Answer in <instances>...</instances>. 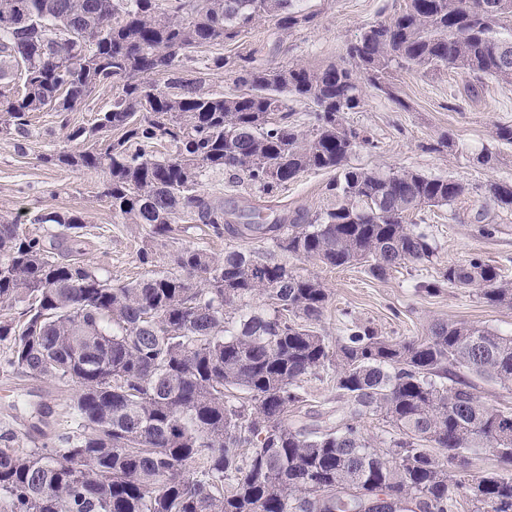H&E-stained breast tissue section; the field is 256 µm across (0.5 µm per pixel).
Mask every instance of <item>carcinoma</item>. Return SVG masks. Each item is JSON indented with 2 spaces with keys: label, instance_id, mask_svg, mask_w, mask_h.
<instances>
[{
  "label": "carcinoma",
  "instance_id": "1",
  "mask_svg": "<svg viewBox=\"0 0 512 512\" xmlns=\"http://www.w3.org/2000/svg\"><path fill=\"white\" fill-rule=\"evenodd\" d=\"M264 15L288 30L314 20L297 0H0V134L28 133L29 115L62 85L72 112L89 89L119 84L92 128L69 131L75 147L40 160L102 173L112 213L151 240L203 224L216 238L266 241L377 278L432 261L433 240L408 216L469 186L351 165L369 139L345 115L370 90L393 95L395 67L512 84V0H405L326 67L212 56L207 65L233 77L229 95L182 76L193 53ZM290 97L313 106L309 129ZM162 143L172 152L159 154ZM311 170L337 174L336 202L312 216L261 219L201 190L229 171L270 195ZM487 193L512 209L511 183ZM30 223L57 233L48 240L0 216V310L20 308L0 317L4 366L73 386L79 432L64 448H0V512H452L461 496L472 512H512V411L482 404L455 372L512 385V336L437 322L405 340L353 322L332 342L315 328L327 288L283 262L181 247L167 255L173 270L114 286L60 251L83 228L78 212L38 211ZM449 284L512 305V286L478 258L421 289ZM258 297L268 309L252 307ZM330 371L347 401L336 425H288L305 379ZM366 415L392 427L380 446L358 428ZM474 448L492 450L500 470L469 473Z\"/></svg>",
  "mask_w": 512,
  "mask_h": 512
}]
</instances>
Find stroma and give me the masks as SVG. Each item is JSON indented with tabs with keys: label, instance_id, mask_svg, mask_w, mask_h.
I'll return each mask as SVG.
<instances>
[{
	"label": "stroma",
	"instance_id": "35a3bbf8",
	"mask_svg": "<svg viewBox=\"0 0 512 512\" xmlns=\"http://www.w3.org/2000/svg\"><path fill=\"white\" fill-rule=\"evenodd\" d=\"M404 3L300 0V8L314 14L313 23L288 30L275 18L266 17L237 41L225 44L222 52L270 67L336 64L364 27L390 20ZM392 81L396 99L371 92L360 110L347 115L348 123L370 139L351 155V165L385 172L409 169L450 178L469 185L470 193L454 205L424 213L423 225L436 245L435 256L426 265L408 263L377 279L357 265L329 268L289 259V267L318 277L330 292L317 329L333 340L356 321L379 335L413 340L441 321L512 335V306L485 303L474 288L452 286L430 296L418 287L420 281L438 278L448 266L475 257L497 268L503 280L512 283V210L495 206L486 192L490 183L512 182V144L495 137L496 126L512 125V85L490 76L478 79L459 69L428 73L399 69ZM117 94L114 87L96 93L67 114L33 113L28 134L0 135V214L18 218L24 231L48 236L53 226L29 224L31 213L40 209L80 211L85 228L82 236L70 243L69 254L116 285L147 274L142 249L152 250L159 262L169 252V245L148 242L143 227L121 223L113 215L108 200L99 195L100 173L48 166L39 157L65 147L68 128L91 126ZM441 139L445 147L431 150V143ZM486 151L492 152L493 161L479 164L478 155ZM331 179V173L309 171L267 197L229 174L213 173L204 180L203 188L223 199L225 207L249 205L264 217L298 209L315 214L332 202L328 191ZM72 395V388L57 381L0 371V448L32 450L57 443L72 426ZM304 396L305 405L289 412V423L321 425L327 411L345 405L330 373L308 377Z\"/></svg>",
	"mask_w": 512,
	"mask_h": 512
}]
</instances>
